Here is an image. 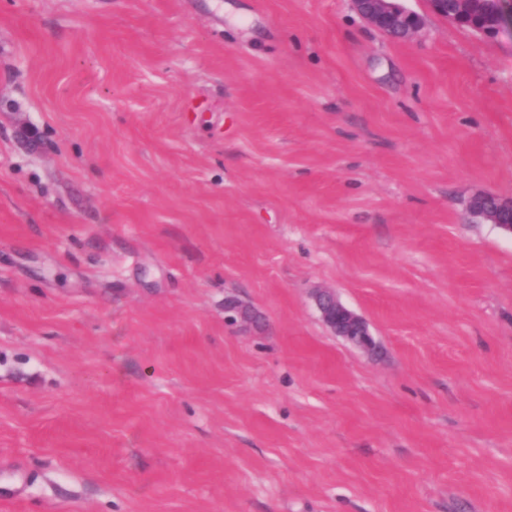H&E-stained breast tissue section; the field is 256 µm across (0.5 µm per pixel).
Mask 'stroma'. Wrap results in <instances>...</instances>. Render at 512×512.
I'll list each match as a JSON object with an SVG mask.
<instances>
[{
	"label": "stroma",
	"instance_id": "1",
	"mask_svg": "<svg viewBox=\"0 0 512 512\" xmlns=\"http://www.w3.org/2000/svg\"><path fill=\"white\" fill-rule=\"evenodd\" d=\"M404 5L0 0V512H512V16ZM355 10L373 27L406 39L420 28V18L402 5V0H351ZM487 196H477L469 204V212L475 218L484 219L490 221L493 224H497L512 233V220L511 223L505 224L502 222V212L508 210L512 216V199L495 198V205L486 204L485 199ZM314 302L323 322L334 335L342 337L367 352L375 350L376 342L366 322L346 307L334 290L317 289L314 294Z\"/></svg>",
	"mask_w": 512,
	"mask_h": 512
}]
</instances>
